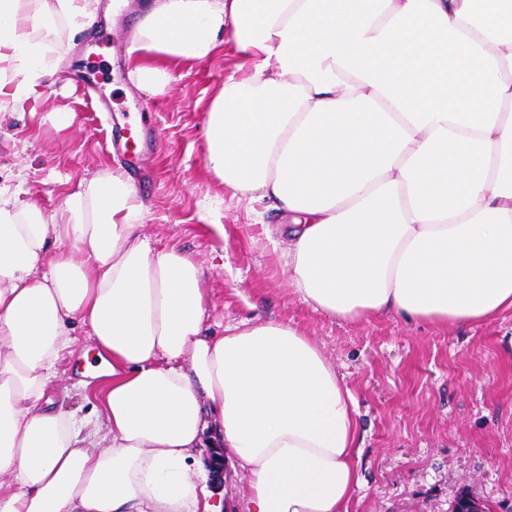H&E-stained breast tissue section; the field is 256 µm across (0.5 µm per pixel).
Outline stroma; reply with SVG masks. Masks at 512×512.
Returning <instances> with one entry per match:
<instances>
[{
    "label": "stroma",
    "instance_id": "1",
    "mask_svg": "<svg viewBox=\"0 0 512 512\" xmlns=\"http://www.w3.org/2000/svg\"><path fill=\"white\" fill-rule=\"evenodd\" d=\"M144 0L74 34L56 16L47 50L56 72L39 97L0 107V188L52 212L67 181L115 168L145 181L143 233L185 250L205 271L208 327L246 320L298 326L342 375L363 431L362 487L350 512H451L462 494L512 512V311L479 325L391 315L344 320L314 311L288 283V217L233 195L206 167L202 130L235 66L232 53L170 66L150 95L131 78V34ZM71 112L61 125L56 113ZM138 117L154 150L108 155L114 121ZM92 343L79 337L48 391L54 406L95 420L100 383L76 387Z\"/></svg>",
    "mask_w": 512,
    "mask_h": 512
}]
</instances>
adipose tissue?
I'll return each mask as SVG.
<instances>
[{
  "label": "adipose tissue",
  "mask_w": 512,
  "mask_h": 512,
  "mask_svg": "<svg viewBox=\"0 0 512 512\" xmlns=\"http://www.w3.org/2000/svg\"><path fill=\"white\" fill-rule=\"evenodd\" d=\"M0 0V99L36 94L54 15ZM231 45L208 169L288 214V279L314 310L480 324L512 310V0H149L136 87ZM118 171L52 213L0 194V512H222L191 451L211 436L241 512H349L353 398L295 325L206 322L204 270L142 232ZM106 378L102 425L47 396L76 327Z\"/></svg>",
  "instance_id": "obj_1"
}]
</instances>
